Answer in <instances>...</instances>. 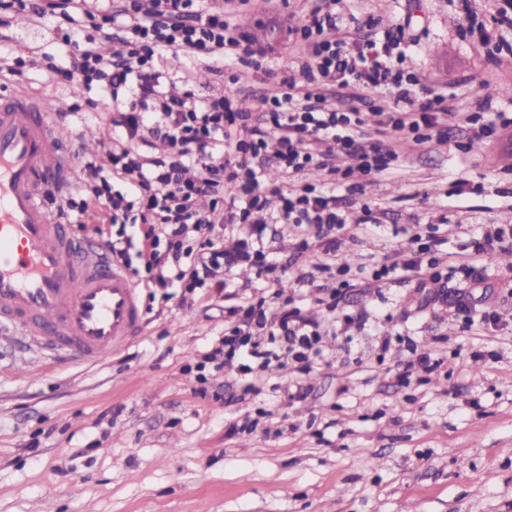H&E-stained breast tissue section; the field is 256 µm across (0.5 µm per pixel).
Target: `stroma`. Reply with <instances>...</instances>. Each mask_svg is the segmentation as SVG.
I'll return each mask as SVG.
<instances>
[{
	"label": "stroma",
	"instance_id": "35a3bbf8",
	"mask_svg": "<svg viewBox=\"0 0 512 512\" xmlns=\"http://www.w3.org/2000/svg\"><path fill=\"white\" fill-rule=\"evenodd\" d=\"M305 0H235L242 32L269 49L260 69L236 62L216 75L204 66L170 72L172 93L197 100L248 85L244 111L276 93L292 59L287 31ZM370 39L406 23L408 63L452 95L457 111L512 113V56L492 60L468 30L460 0H342ZM58 20L28 11L0 28V81L50 97L63 122L100 140L109 125L103 90L66 86L29 57L62 59L73 47ZM399 158L379 176L353 172L336 187L350 218L336 250L351 268L406 259V229L435 224L512 225V155L500 141L470 140L452 127L444 145L400 137ZM479 194L454 192L459 177ZM304 228L271 224L265 245L283 269H239V297L291 300L305 315L364 318L353 336L323 338L289 401L292 370L237 374L198 363L220 348L228 301L214 288L187 304L145 288V323L122 351L97 363L44 356L0 339V512H512V249L484 260L479 278L443 271L426 289L387 281L339 289L315 274ZM315 284H308V277ZM492 305L498 333L461 331L455 289ZM438 367L424 384L407 380L412 352Z\"/></svg>",
	"mask_w": 512,
	"mask_h": 512
}]
</instances>
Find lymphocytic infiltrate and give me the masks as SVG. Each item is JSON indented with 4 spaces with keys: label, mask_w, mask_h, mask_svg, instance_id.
<instances>
[{
    "label": "lymphocytic infiltrate",
    "mask_w": 512,
    "mask_h": 512,
    "mask_svg": "<svg viewBox=\"0 0 512 512\" xmlns=\"http://www.w3.org/2000/svg\"><path fill=\"white\" fill-rule=\"evenodd\" d=\"M19 9L42 17L73 20L80 15L94 20L99 0H15ZM302 25L289 30L293 60L280 81V92L263 102L262 112L240 111L234 94L197 102L192 93L167 95L157 60H202L213 64L235 60L260 68L265 49L254 47L247 35L227 19L221 0H127L118 17L125 32L126 54L105 62L96 48L104 33L74 29L64 35L74 50L63 63L45 55L38 62L51 78L72 85L107 89L102 102L110 112L111 128L104 152L108 166L86 157L78 164L83 179L64 196L60 215L81 224L122 223L130 228L123 246L109 244L110 261L130 269L146 284L179 288H226L220 273L240 264L275 272L280 259L258 244L267 224L305 226L311 246L319 254V269L346 275L337 264L333 236L347 224L336 206L334 185L352 170L375 176L396 160L394 139L405 135L417 144L448 142L449 125H466L474 137L494 140L512 125L504 113L489 118L455 111L445 93L428 85L407 64L399 46L405 28L384 31L382 38L353 47L347 24L335 9L339 0H312ZM338 86L345 98L371 101L378 90L394 97L391 111L379 113L367 125L362 112L327 104L329 86ZM152 139L167 147L165 157L153 158L139 146ZM278 165L286 183L266 184L268 163ZM197 175L184 177L187 165ZM326 170L332 184L316 187L307 182L309 168ZM122 179L127 194L113 192L111 179ZM278 196V217L267 211L269 196ZM211 200L201 211L200 198ZM245 228L233 250L215 239L218 225ZM512 240V227L503 224H450L445 237L412 234L410 255L403 265L375 263L371 276L357 279L356 287L372 288L383 279H397L426 287L437 281L440 264L448 259L476 272L483 257ZM456 246L445 251L444 243ZM242 319L223 341L226 359H240L241 371L252 365L279 369L294 364L309 373V353L323 337L337 333L335 323H318L299 308L263 304L239 305Z\"/></svg>",
    "instance_id": "1"
}]
</instances>
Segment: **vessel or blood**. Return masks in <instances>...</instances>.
Instances as JSON below:
<instances>
[{
    "instance_id": "obj_1",
    "label": "vessel or blood",
    "mask_w": 512,
    "mask_h": 512,
    "mask_svg": "<svg viewBox=\"0 0 512 512\" xmlns=\"http://www.w3.org/2000/svg\"><path fill=\"white\" fill-rule=\"evenodd\" d=\"M80 151L50 99L0 94V331L96 362L141 331L144 312L131 275L69 234L45 203Z\"/></svg>"
}]
</instances>
